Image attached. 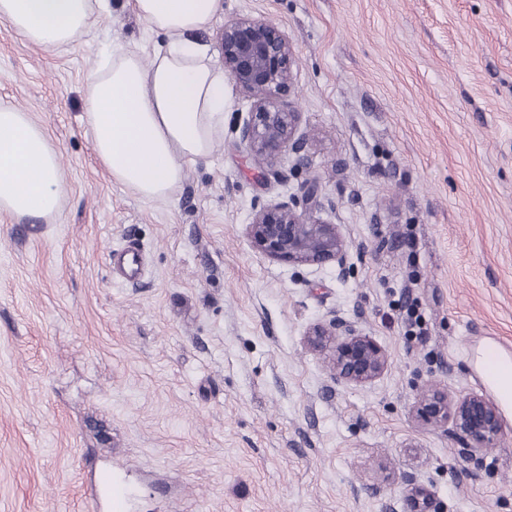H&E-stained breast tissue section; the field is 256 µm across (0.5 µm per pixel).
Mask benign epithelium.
<instances>
[{
	"label": "benign epithelium",
	"instance_id": "1",
	"mask_svg": "<svg viewBox=\"0 0 512 512\" xmlns=\"http://www.w3.org/2000/svg\"><path fill=\"white\" fill-rule=\"evenodd\" d=\"M220 45L225 74L252 100L251 110L236 128L247 157L261 168L286 152L301 153L299 115L287 100L293 81V48L286 33L264 19L233 17L224 22ZM327 206L332 202L317 182L309 181L301 186L300 199L255 209L248 233L255 247L274 260L330 264L341 279L347 272L349 249L341 225L305 218V213ZM307 344L329 352L336 383L371 382L389 363L388 353L375 339L340 317L310 328ZM419 410L431 424L451 425L471 456L497 447L504 434L498 406L482 394L454 396L428 389L419 399Z\"/></svg>",
	"mask_w": 512,
	"mask_h": 512
}]
</instances>
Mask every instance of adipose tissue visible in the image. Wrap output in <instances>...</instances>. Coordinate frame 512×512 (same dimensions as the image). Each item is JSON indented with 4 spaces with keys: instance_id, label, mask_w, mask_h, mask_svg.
I'll return each instance as SVG.
<instances>
[{
    "instance_id": "ef3b65f1",
    "label": "adipose tissue",
    "mask_w": 512,
    "mask_h": 512,
    "mask_svg": "<svg viewBox=\"0 0 512 512\" xmlns=\"http://www.w3.org/2000/svg\"><path fill=\"white\" fill-rule=\"evenodd\" d=\"M109 0H0V21L42 48L75 42ZM150 32L151 53L113 45L87 76L86 121L94 153L114 184L147 202L169 199L187 165L206 160L224 133L223 72L194 38L222 0H132ZM61 166L44 128L28 113L0 104V213L48 219L59 210ZM481 374L512 411V357L491 343Z\"/></svg>"
}]
</instances>
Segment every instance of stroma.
<instances>
[{"label":"stroma","instance_id":"stroma-1","mask_svg":"<svg viewBox=\"0 0 512 512\" xmlns=\"http://www.w3.org/2000/svg\"><path fill=\"white\" fill-rule=\"evenodd\" d=\"M112 2L52 49L0 23V103L45 127L64 181L53 220L0 214V512H111L116 487L120 512H402L414 486L512 512V415L475 459L414 411L430 386L488 394L474 347L512 355V0H223L214 59L233 17L291 41L304 155L257 173L232 90L214 155L157 202L113 184L84 120L103 41H159ZM313 178L342 279L247 235ZM131 246L130 279L109 256ZM336 316L387 350L380 378L335 383L306 346Z\"/></svg>","mask_w":512,"mask_h":512}]
</instances>
